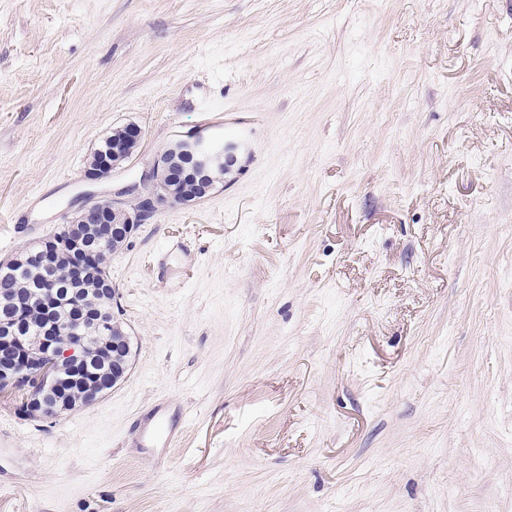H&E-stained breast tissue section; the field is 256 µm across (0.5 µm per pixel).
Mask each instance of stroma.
<instances>
[{
    "mask_svg": "<svg viewBox=\"0 0 512 512\" xmlns=\"http://www.w3.org/2000/svg\"><path fill=\"white\" fill-rule=\"evenodd\" d=\"M196 132L223 185L106 263L127 379L0 400V512H512V0H0V261ZM127 130L129 135L124 139H112L111 141V134L100 142L98 149L106 151L111 141V146L107 151L112 156V163L108 166L100 165L95 151L85 171V178L87 180L97 182L109 177L114 169L118 168L133 156L141 139L142 132L137 126H129ZM134 145L136 146L134 147Z\"/></svg>",
    "mask_w": 512,
    "mask_h": 512,
    "instance_id": "obj_1",
    "label": "stroma"
}]
</instances>
